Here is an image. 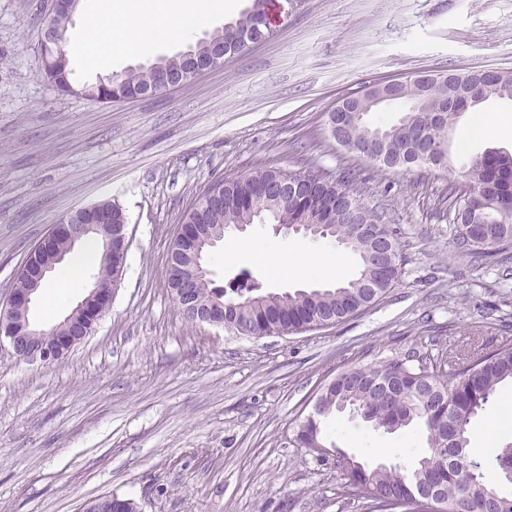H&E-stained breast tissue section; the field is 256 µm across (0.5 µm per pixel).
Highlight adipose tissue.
Segmentation results:
<instances>
[{
    "instance_id": "adipose-tissue-1",
    "label": "adipose tissue",
    "mask_w": 512,
    "mask_h": 512,
    "mask_svg": "<svg viewBox=\"0 0 512 512\" xmlns=\"http://www.w3.org/2000/svg\"><path fill=\"white\" fill-rule=\"evenodd\" d=\"M234 7V0H98L89 12L88 39L67 41V56L99 53L109 60L113 51L144 53L186 42L206 24L219 21ZM263 260L279 272L309 279L333 269L342 274L343 263L325 253L296 250L288 257L264 252Z\"/></svg>"
}]
</instances>
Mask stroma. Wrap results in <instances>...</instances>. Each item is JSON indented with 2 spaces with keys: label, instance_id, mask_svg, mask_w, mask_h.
Segmentation results:
<instances>
[{
  "label": "stroma",
  "instance_id": "stroma-1",
  "mask_svg": "<svg viewBox=\"0 0 512 512\" xmlns=\"http://www.w3.org/2000/svg\"><path fill=\"white\" fill-rule=\"evenodd\" d=\"M52 0H0V301L27 252L69 211L111 202L124 213L122 280L91 336L53 365L0 345V512H80L89 498L135 499L141 512H353L336 475L297 447V425L339 372L417 347L431 358L512 338V249L466 257L452 246L448 174L384 170L336 146L328 114L343 96L423 71H512V0H296L269 40L193 83L103 103L65 95L39 73ZM76 58L75 83L178 53ZM480 111L502 131L459 137L452 163L512 152V100ZM258 167L351 176L394 231L402 275L383 299L332 328L255 338L189 322L166 281L168 247L195 199ZM257 250L338 256L331 240L255 223L207 256L211 279L296 288ZM330 443L357 460L413 465L425 446L349 415Z\"/></svg>",
  "mask_w": 512,
  "mask_h": 512
}]
</instances>
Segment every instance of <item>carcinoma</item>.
<instances>
[{"instance_id":"1","label":"carcinoma","mask_w":512,"mask_h":512,"mask_svg":"<svg viewBox=\"0 0 512 512\" xmlns=\"http://www.w3.org/2000/svg\"><path fill=\"white\" fill-rule=\"evenodd\" d=\"M271 0H253L252 7L221 30L224 48L237 51L243 35L256 27ZM63 67L49 73L62 93H69L71 69L67 56ZM151 80L148 69H131L112 77L114 89L91 85V98L104 100L116 91L137 96ZM453 93V84L433 83L426 90L409 83L401 102L412 106L420 99L416 121L383 127L404 156L378 163L385 170L408 171L417 166L414 155L421 142L448 150V131L458 113L448 121L436 111ZM485 99L512 100V72L500 71L484 88ZM278 170L259 168L224 184V203L214 205L197 199L183 216L185 224L225 228L255 219L274 224H307L321 238H331L358 257L352 278L324 288H297L257 293L251 286L226 290L213 286L206 277L195 293L224 307V326L254 325L276 328L288 334L321 330L342 323L370 308L393 288L401 277L402 258L394 231L381 217L363 205L360 196L345 180H334L318 171L288 187V199L273 196L267 189L276 182ZM512 191V153L489 149L464 159L454 170L448 186L449 211L455 224L453 248L462 255H476L483 248L512 246V209L497 207L498 191ZM377 225L391 242L382 269H376L373 243L359 232L360 225ZM512 382V340L477 348L467 354L448 355L433 361L411 349L378 365L355 366L325 383L316 395L314 413L298 426L295 442L300 448L324 447L323 420L348 412L375 431L396 433L419 428L425 448L416 464L370 467L338 452H324L317 460L330 466L339 479V497L356 503L361 512H458L464 501L469 512H512V492L507 494L491 476L512 464V443L492 448L481 462L468 452L471 423L493 401L500 385ZM83 512H139L132 498L100 495L85 501Z\"/></svg>"}]
</instances>
